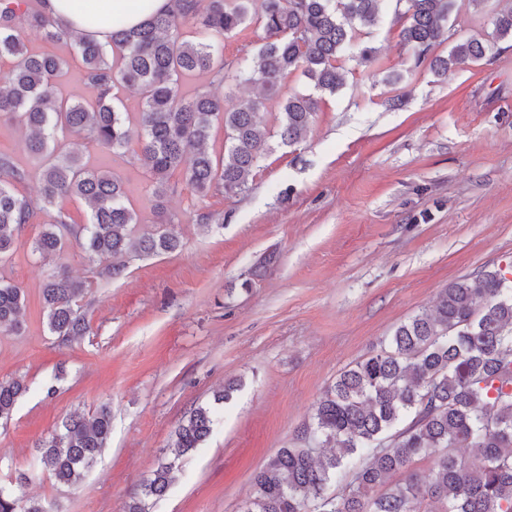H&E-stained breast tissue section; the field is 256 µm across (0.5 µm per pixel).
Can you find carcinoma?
Listing matches in <instances>:
<instances>
[{
  "mask_svg": "<svg viewBox=\"0 0 512 512\" xmlns=\"http://www.w3.org/2000/svg\"><path fill=\"white\" fill-rule=\"evenodd\" d=\"M45 0H0V118L29 132L28 148L41 159L39 196L17 193L27 172L0 156V257L17 246L18 230L35 212L56 211L33 242V252H62L65 228L84 238L89 262L115 279L123 258L173 253L182 246L165 197L184 184L205 198L236 197L274 146L301 143L318 101L285 94L301 72L320 93L346 85L343 66L365 31L381 23L383 0H169L166 11L134 28L114 20L112 45L60 27L42 9ZM482 0H397L402 43L417 60L447 39L448 19L462 4ZM264 32L253 53L224 56V38L251 25ZM70 47L83 66V93L64 96L65 57L29 53L27 35ZM512 40V3L495 13L483 38L451 46L430 59L438 77L486 57L490 45ZM198 73L211 87L229 81L255 94L226 100L201 89L184 97L178 81ZM134 90L137 122L116 105L120 90ZM276 101L277 124H263L260 109ZM224 129L220 153L210 151L215 126ZM83 138L125 158L153 177L151 209L158 228L132 238L142 220L127 202L120 178L90 166L65 139ZM180 175L182 182L172 181ZM76 198L90 208L74 224L63 210ZM83 283L58 267L42 287L49 332L63 341L88 330L79 301ZM25 307L22 288L0 282V331H17ZM27 392L22 379L0 380V420L12 418ZM215 411L198 406L179 423L170 456L143 485L144 497H162L178 462L201 447ZM112 413L103 405L89 418L67 416L59 433L37 446V462L56 482L79 480L106 447ZM432 459L425 476L413 464ZM402 475L394 482L391 477ZM341 485L335 493L331 484ZM254 496L242 512H512V268L463 278L443 289L421 312L385 337L380 349L343 371L316 403L304 444L282 448L254 477ZM0 512H49L35 497L0 485Z\"/></svg>",
  "mask_w": 512,
  "mask_h": 512,
  "instance_id": "obj_1",
  "label": "carcinoma"
}]
</instances>
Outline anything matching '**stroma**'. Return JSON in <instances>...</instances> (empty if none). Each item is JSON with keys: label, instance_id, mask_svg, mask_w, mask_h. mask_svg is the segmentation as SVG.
Masks as SVG:
<instances>
[{"label": "stroma", "instance_id": "obj_1", "mask_svg": "<svg viewBox=\"0 0 512 512\" xmlns=\"http://www.w3.org/2000/svg\"><path fill=\"white\" fill-rule=\"evenodd\" d=\"M500 6L462 7L448 21L450 42L482 36ZM393 9L385 0L380 25L362 38L377 60L346 61V87L323 95L305 141L266 155L245 193L167 197L180 250L131 259L108 280L79 243L53 261L33 254L49 214L20 228L0 280L24 290L25 315L20 331L0 333V380L24 378L28 390L0 422L1 484L27 471L16 495L49 512H126L185 414L233 381L203 448L146 512H241L254 474L299 446L341 372L450 284L512 263V42L438 77L402 44ZM387 70L401 81L386 83ZM73 148L121 176L142 218L134 236L152 230L146 171L89 141ZM1 155L29 171L18 190L36 197L40 161L4 118ZM57 263L88 285L90 329L68 342L45 325L41 288ZM103 404L112 436L81 481L32 469L37 444L67 415Z\"/></svg>", "mask_w": 512, "mask_h": 512}]
</instances>
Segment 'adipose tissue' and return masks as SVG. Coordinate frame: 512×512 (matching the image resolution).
I'll use <instances>...</instances> for the list:
<instances>
[{"mask_svg":"<svg viewBox=\"0 0 512 512\" xmlns=\"http://www.w3.org/2000/svg\"><path fill=\"white\" fill-rule=\"evenodd\" d=\"M167 3L168 0H47L45 10L66 28L107 44L111 29L104 21L106 15L133 27L164 9Z\"/></svg>","mask_w":512,"mask_h":512,"instance_id":"adipose-tissue-1","label":"adipose tissue"}]
</instances>
